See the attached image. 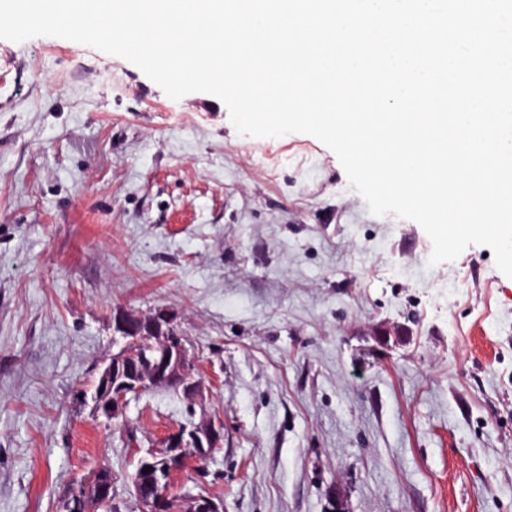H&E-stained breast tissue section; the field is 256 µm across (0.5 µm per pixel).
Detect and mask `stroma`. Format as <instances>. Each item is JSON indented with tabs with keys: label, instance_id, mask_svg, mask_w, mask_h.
I'll list each match as a JSON object with an SVG mask.
<instances>
[{
	"label": "stroma",
	"instance_id": "obj_1",
	"mask_svg": "<svg viewBox=\"0 0 512 512\" xmlns=\"http://www.w3.org/2000/svg\"><path fill=\"white\" fill-rule=\"evenodd\" d=\"M316 137L240 135L75 41L0 38V512H59L91 470L140 512L139 457L224 426L170 492L224 512H512V278L486 246L428 266ZM167 309L202 398L112 421L78 394L112 315Z\"/></svg>",
	"mask_w": 512,
	"mask_h": 512
}]
</instances>
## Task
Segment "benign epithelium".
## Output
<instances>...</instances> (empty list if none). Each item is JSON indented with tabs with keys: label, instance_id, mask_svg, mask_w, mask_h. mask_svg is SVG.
<instances>
[{
	"label": "benign epithelium",
	"instance_id": "1",
	"mask_svg": "<svg viewBox=\"0 0 512 512\" xmlns=\"http://www.w3.org/2000/svg\"><path fill=\"white\" fill-rule=\"evenodd\" d=\"M114 341H123L112 361L101 368L100 384L91 394L94 412L113 418L127 397L151 385H165L186 395L200 392L193 374L188 340L164 309L144 318L118 310L112 316ZM222 427L213 423L180 426L165 436L163 449L149 451L141 463L155 474L154 496L141 500L142 512H170L169 490L188 460L208 457L220 445ZM187 512H224V501L210 496L185 497Z\"/></svg>",
	"mask_w": 512,
	"mask_h": 512
}]
</instances>
